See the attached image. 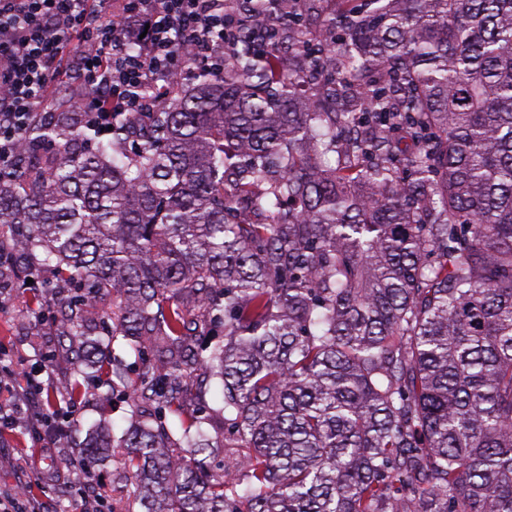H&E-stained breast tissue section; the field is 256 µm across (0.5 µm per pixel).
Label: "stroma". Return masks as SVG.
I'll list each match as a JSON object with an SVG mask.
<instances>
[{"label": "stroma", "mask_w": 512, "mask_h": 512, "mask_svg": "<svg viewBox=\"0 0 512 512\" xmlns=\"http://www.w3.org/2000/svg\"><path fill=\"white\" fill-rule=\"evenodd\" d=\"M55 296L39 288L38 284L21 283L9 278L6 289L0 290V348L8 352L15 364L14 386L25 384V374L51 365L45 389L51 390L72 375L70 365L71 340L63 336L58 323L39 320L34 311L39 306L52 304ZM207 401L215 409L223 405L222 386L192 385L181 402L179 410L168 412L166 421L173 434H181V422L193 412L200 401ZM131 419V408L124 393L109 398L90 395L81 407L79 429L52 432L36 439L22 429L0 430V489L26 486L30 497L43 501L46 512H78L80 498L77 484L47 486L43 475L47 472L79 470L83 460L76 451L87 434L97 427L111 430L114 438H121ZM51 456H44V449ZM95 472L98 487L112 503L113 512H137L139 505L130 497V485L117 455L104 454L89 465Z\"/></svg>", "instance_id": "stroma-1"}]
</instances>
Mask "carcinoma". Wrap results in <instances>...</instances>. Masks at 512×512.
Instances as JSON below:
<instances>
[{
    "label": "carcinoma",
    "mask_w": 512,
    "mask_h": 512,
    "mask_svg": "<svg viewBox=\"0 0 512 512\" xmlns=\"http://www.w3.org/2000/svg\"><path fill=\"white\" fill-rule=\"evenodd\" d=\"M230 5L224 72L69 101L0 165V279L50 271L82 376L47 399L129 391L145 512H512V0ZM198 379L224 406L176 438ZM107 358L116 364H121L128 369L131 377H136V372L142 363V357L132 347L129 340L118 336L107 348ZM182 399L180 409L166 413L168 427L178 438L182 433L181 422L185 420L189 413L193 412L200 403V398H204L210 407L219 409L223 407L222 386L218 381L211 382L210 385H198L195 381Z\"/></svg>",
    "instance_id": "carcinoma-1"
}]
</instances>
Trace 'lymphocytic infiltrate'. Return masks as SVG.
Here are the masks:
<instances>
[{
	"label": "lymphocytic infiltrate",
	"instance_id": "f902f5d3",
	"mask_svg": "<svg viewBox=\"0 0 512 512\" xmlns=\"http://www.w3.org/2000/svg\"><path fill=\"white\" fill-rule=\"evenodd\" d=\"M0 0V160L34 115L51 109L50 88L72 79L82 112H149L136 90L174 78L186 65L224 69V45L238 34L224 0ZM49 430L53 417L16 395L0 403V428Z\"/></svg>",
	"mask_w": 512,
	"mask_h": 512
}]
</instances>
